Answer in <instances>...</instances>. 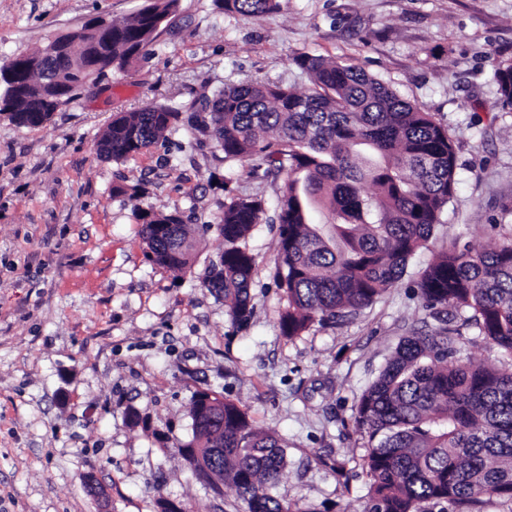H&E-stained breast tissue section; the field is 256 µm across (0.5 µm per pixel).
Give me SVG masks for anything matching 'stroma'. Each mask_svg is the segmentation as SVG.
<instances>
[{
  "label": "stroma",
  "mask_w": 512,
  "mask_h": 512,
  "mask_svg": "<svg viewBox=\"0 0 512 512\" xmlns=\"http://www.w3.org/2000/svg\"><path fill=\"white\" fill-rule=\"evenodd\" d=\"M144 0H0V64ZM344 60L418 101L448 129L455 193L398 283L356 315L281 335L287 299L276 273V200L284 175L224 160L184 122L136 159H100L114 114L147 105L182 113L242 82L311 86L292 61ZM512 58V0H280L243 17L213 0H179L149 59L112 75L50 123L0 118V512H246L232 486L215 497L181 456L193 396L245 409L287 444L275 494L293 512H363L367 439L354 424L364 390L399 340L435 328L418 297L447 245L494 250L512 238V108L493 79ZM123 194H113L114 186ZM265 213L245 240L256 258L253 313L233 324L204 288L224 248L225 200ZM179 210L195 248L170 271L146 255V218ZM105 486L96 501L84 477Z\"/></svg>",
  "instance_id": "obj_1"
}]
</instances>
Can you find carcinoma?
<instances>
[{"label":"carcinoma","mask_w":512,"mask_h":512,"mask_svg":"<svg viewBox=\"0 0 512 512\" xmlns=\"http://www.w3.org/2000/svg\"><path fill=\"white\" fill-rule=\"evenodd\" d=\"M214 2L244 17L279 9V0ZM177 3L145 0L137 14L109 21V42L77 30L63 34L69 50L56 56L67 89L61 97L34 66L48 47L12 58L15 81L0 88V98L14 111V122L44 126L112 71L148 58L158 25L169 21ZM293 62L310 76L309 92L269 82L226 86L195 113L197 129L224 160L286 174L276 263L288 300L280 330L290 339L316 321L356 314L401 279L454 196L457 162L448 130L389 84L354 64L305 52ZM494 79L501 104L512 107V59L496 62ZM178 118L165 105L119 113L97 140V154L135 158ZM315 202L333 223H309ZM263 211L262 200L237 197L224 203L220 218L224 278L213 289L238 323L252 315L256 266L244 240ZM154 224L168 225L160 239ZM140 234L157 266L182 271L190 265L194 244L179 212L155 216ZM419 297L440 326L402 337L356 405L354 423L367 437L364 512H427L426 503L482 512L486 496L512 503V372L460 357L469 342L463 330L474 328L512 358V240L490 252L448 243L423 272ZM453 310L470 316L459 323ZM189 414L193 441L211 447L209 431L194 411ZM286 448L255 427L247 412L224 402V457L211 465L248 512H290L271 494Z\"/></svg>","instance_id":"cac0c4a2"}]
</instances>
